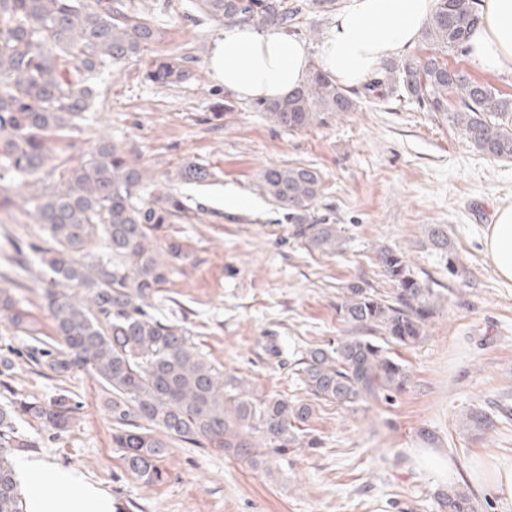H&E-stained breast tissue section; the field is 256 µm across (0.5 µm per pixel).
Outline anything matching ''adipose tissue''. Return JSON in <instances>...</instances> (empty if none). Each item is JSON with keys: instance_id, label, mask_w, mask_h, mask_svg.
<instances>
[{"instance_id": "adipose-tissue-1", "label": "adipose tissue", "mask_w": 512, "mask_h": 512, "mask_svg": "<svg viewBox=\"0 0 512 512\" xmlns=\"http://www.w3.org/2000/svg\"><path fill=\"white\" fill-rule=\"evenodd\" d=\"M435 0H347L317 47L281 31L253 25L224 27L214 38L208 65L225 90L242 99L274 100L301 83L311 60L352 89L361 86L386 59L418 41ZM479 25L469 39L468 57L486 73H512V0H479ZM485 249L500 277L512 280V206L498 209L485 234ZM30 479L31 512H62L63 499L79 502V512H112L111 500L80 484L69 472H43L23 462ZM55 486L57 495L46 493Z\"/></svg>"}]
</instances>
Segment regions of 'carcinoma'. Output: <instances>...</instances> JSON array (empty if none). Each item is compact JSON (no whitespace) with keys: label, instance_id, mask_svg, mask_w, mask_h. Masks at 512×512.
Instances as JSON below:
<instances>
[{"label":"carcinoma","instance_id":"1","mask_svg":"<svg viewBox=\"0 0 512 512\" xmlns=\"http://www.w3.org/2000/svg\"><path fill=\"white\" fill-rule=\"evenodd\" d=\"M478 0H437L422 38L423 56L388 60L356 89L336 83L316 63L288 96L254 103L274 125L307 130L352 111L357 99L406 97L447 120L472 149L489 160H512V95L448 64L467 52L479 22ZM198 10L226 23L252 22L273 30L296 24L302 7L288 0H198ZM150 15L130 0H0V188L45 183L53 174V146L69 123L88 111L93 90L86 75L139 57L158 40ZM187 55L152 60L149 79L160 85L191 78ZM148 169L112 141L92 143L62 180L30 196L35 223L47 246L15 245L19 265L31 255L46 269L43 298L64 350L43 348L41 328L8 289H0V321L37 343L30 357L61 374L86 368L98 379L112 417V444L140 480L163 479L161 460L171 443L197 444L258 467L299 444L311 404L278 396H254L241 380L226 377L191 343L189 330L150 313L153 301L190 255L186 245L152 239L165 225L187 217L182 198L142 192ZM264 191L292 221V236L333 256L343 230L311 218L322 196L320 173L304 165L266 167ZM427 239L452 254L440 225ZM393 292L349 285L337 314L352 335L301 358L299 375L316 401L359 407L406 389L408 369L394 348L422 337L434 292L417 280L404 254L379 251ZM76 407L65 395L49 402L20 398L0 407V512H23L16 453L37 447L20 433L27 415L63 430ZM437 512H477L469 489L435 494Z\"/></svg>","mask_w":512,"mask_h":512}]
</instances>
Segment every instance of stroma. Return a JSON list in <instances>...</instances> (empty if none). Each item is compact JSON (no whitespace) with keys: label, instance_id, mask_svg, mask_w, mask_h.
I'll use <instances>...</instances> for the list:
<instances>
[{"label":"stroma","instance_id":"obj_1","mask_svg":"<svg viewBox=\"0 0 512 512\" xmlns=\"http://www.w3.org/2000/svg\"><path fill=\"white\" fill-rule=\"evenodd\" d=\"M160 31L140 57L94 79L97 97L86 120L57 150L60 168L76 165L105 134L148 168L156 189L172 190L190 217L160 238L191 247L155 301L160 318L181 322L224 374L257 396L307 400L297 375L308 350L348 335L336 306L348 285L388 289L377 259L388 246L405 253L416 278L439 295L423 336L398 354L410 370L405 391L355 409L317 402L305 429L318 444L290 450L285 462L254 469L182 442L151 485L131 475L112 446V419L95 375L56 374L28 356V337L0 323V360L8 362L0 405L34 396H67L77 411L70 427L18 420L35 448L20 460L72 473L112 500V512H437L443 488L422 467L418 449L448 457L452 483H469L478 512H512V498L482 480L512 468V281L501 278L483 241L494 211L512 204V161L479 155L440 116L410 100L359 101L325 125L291 133L252 102L229 98L207 66L220 32L196 0H135ZM187 54L191 77L157 85L145 78L154 57ZM232 110L216 111V104ZM209 171L205 183L177 176L186 161ZM305 165L322 178L317 218L342 225V253L312 252L261 187L265 166ZM30 188L8 190L0 205V288L15 287L22 307L42 325L43 267L8 261L12 242H41L30 214ZM445 227L453 245L444 257L427 241ZM485 410L488 428L467 424Z\"/></svg>","mask_w":512,"mask_h":512}]
</instances>
